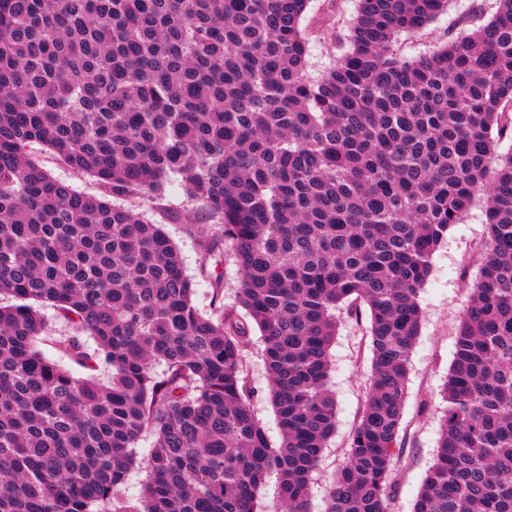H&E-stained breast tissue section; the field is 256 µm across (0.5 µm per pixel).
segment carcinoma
Wrapping results in <instances>:
<instances>
[{
	"mask_svg": "<svg viewBox=\"0 0 512 512\" xmlns=\"http://www.w3.org/2000/svg\"><path fill=\"white\" fill-rule=\"evenodd\" d=\"M310 2L0 0V298L22 300L0 305V512H257L270 472L274 512H311L343 310L367 317L372 379L324 512H393L418 293L478 193L479 275L413 512H512V0L413 57L398 36L448 0H358L349 49L317 74ZM32 143L101 193L54 178ZM173 178L238 265L209 316L162 228L178 214L115 204L161 201ZM44 304L91 374L40 352ZM254 329L277 446L251 407ZM140 464L134 503L121 485Z\"/></svg>",
	"mask_w": 512,
	"mask_h": 512,
	"instance_id": "1",
	"label": "carcinoma"
}]
</instances>
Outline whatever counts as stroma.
Returning a JSON list of instances; mask_svg holds the SVG:
<instances>
[{"instance_id":"35a3bbf8","label":"stroma","mask_w":512,"mask_h":512,"mask_svg":"<svg viewBox=\"0 0 512 512\" xmlns=\"http://www.w3.org/2000/svg\"><path fill=\"white\" fill-rule=\"evenodd\" d=\"M356 8L357 0H311L305 21L322 31L321 39L310 43L309 60L316 69L330 66L347 49ZM475 10L483 18H490L496 10L495 0H450L447 12L429 26L427 34L399 36L402 52L416 56L432 50L448 35L462 33V18ZM165 197L167 203L181 212L180 220L166 224L165 231L177 246L185 273L192 281L195 305L203 313L211 312L212 280L217 272L224 281V301L232 303L239 274L230 243L221 240L218 227L205 220L179 182L167 185ZM485 209V199H478L464 223L449 230L432 258V273L419 293L423 318L409 366L402 430L404 447L393 474L394 512H412L421 482L433 461L444 406L440 390L453 360L455 329L479 272L478 248L485 231ZM205 236L217 240L219 264L204 265L200 241ZM366 328V321L344 318L331 349L330 386L336 397L337 426L312 477V512H323L327 491L346 461L349 438L365 403L371 382ZM263 348L260 335L252 334L245 361L254 413L270 442L276 445L281 436L269 398Z\"/></svg>"}]
</instances>
